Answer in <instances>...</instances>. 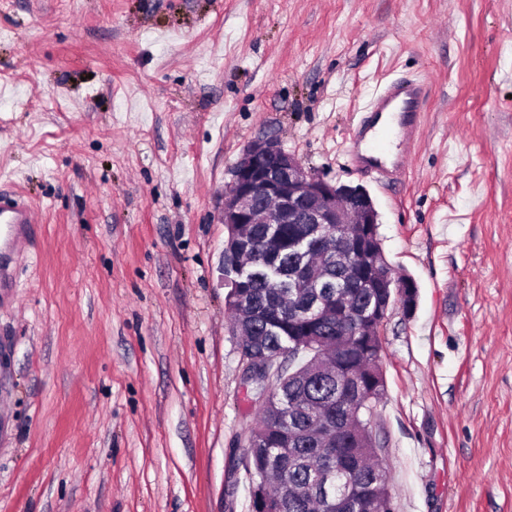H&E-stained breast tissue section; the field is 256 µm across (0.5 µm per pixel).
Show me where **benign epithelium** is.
<instances>
[{"instance_id":"obj_1","label":"benign epithelium","mask_w":512,"mask_h":512,"mask_svg":"<svg viewBox=\"0 0 512 512\" xmlns=\"http://www.w3.org/2000/svg\"><path fill=\"white\" fill-rule=\"evenodd\" d=\"M351 222L360 225V252L378 223L366 190L313 176L268 136L250 142L224 190V224H314L321 243L344 235Z\"/></svg>"}]
</instances>
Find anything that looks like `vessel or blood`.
Listing matches in <instances>:
<instances>
[{"instance_id": "1", "label": "vessel or blood", "mask_w": 512, "mask_h": 512, "mask_svg": "<svg viewBox=\"0 0 512 512\" xmlns=\"http://www.w3.org/2000/svg\"><path fill=\"white\" fill-rule=\"evenodd\" d=\"M427 97L426 84L415 80H393L377 88L352 128L346 149L352 167L373 174L383 184L401 175L420 139ZM32 221L25 204L0 195V266L23 225Z\"/></svg>"}]
</instances>
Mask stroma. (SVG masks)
<instances>
[{"mask_svg":"<svg viewBox=\"0 0 512 512\" xmlns=\"http://www.w3.org/2000/svg\"><path fill=\"white\" fill-rule=\"evenodd\" d=\"M430 86L407 171L345 146ZM267 135L363 187L413 312L380 329L393 512H512V0H0V512H249L258 419L224 187ZM427 97L426 84L415 80H393L377 88L352 128L346 149L352 167L373 174L381 184L401 175L420 139ZM394 140L404 149L391 155ZM0 288H2V269L8 260L12 242L19 238L22 225L35 224L32 211L16 198L0 195Z\"/></svg>","mask_w":512,"mask_h":512,"instance_id":"1","label":"stroma"}]
</instances>
